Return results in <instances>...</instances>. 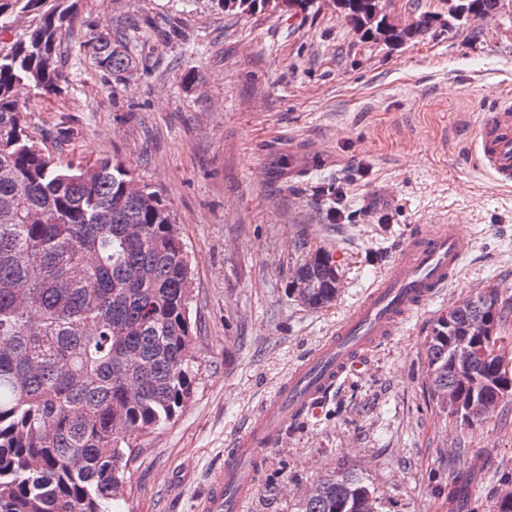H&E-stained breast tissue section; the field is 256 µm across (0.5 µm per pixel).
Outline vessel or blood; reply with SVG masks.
<instances>
[{
	"label": "vessel or blood",
	"mask_w": 512,
	"mask_h": 512,
	"mask_svg": "<svg viewBox=\"0 0 512 512\" xmlns=\"http://www.w3.org/2000/svg\"><path fill=\"white\" fill-rule=\"evenodd\" d=\"M475 162L501 187L512 186V102L499 100L482 116ZM459 224L410 236L388 271L340 322L334 336L311 350L237 437L198 512H242L255 489L261 455L285 422L318 414L323 399L367 352L390 336L413 312L439 297L460 261Z\"/></svg>",
	"instance_id": "b4317fda"
}]
</instances>
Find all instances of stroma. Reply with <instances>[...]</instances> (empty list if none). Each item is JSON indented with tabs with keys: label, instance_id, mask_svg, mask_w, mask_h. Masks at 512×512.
<instances>
[{
	"label": "stroma",
	"instance_id": "obj_1",
	"mask_svg": "<svg viewBox=\"0 0 512 512\" xmlns=\"http://www.w3.org/2000/svg\"><path fill=\"white\" fill-rule=\"evenodd\" d=\"M82 34L133 18L149 65L118 82L72 45L60 96L29 131L61 161L117 158L171 205L194 267L199 365L176 421L142 442L112 512H196L232 439L336 327L409 235L460 224L461 262L423 306L264 453L243 512H294L339 469L383 512H494L512 484V402L456 425L429 397L435 320L484 288L512 300V188L469 162L487 105L512 95V12L477 35L439 22L363 43L329 5L292 15L211 0H82ZM345 197H337V188ZM329 253L342 289L311 310L288 293Z\"/></svg>",
	"mask_w": 512,
	"mask_h": 512
}]
</instances>
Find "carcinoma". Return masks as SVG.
<instances>
[{
	"instance_id": "1",
	"label": "carcinoma",
	"mask_w": 512,
	"mask_h": 512,
	"mask_svg": "<svg viewBox=\"0 0 512 512\" xmlns=\"http://www.w3.org/2000/svg\"><path fill=\"white\" fill-rule=\"evenodd\" d=\"M471 17L500 0H473ZM79 0H0V22L24 20L0 41V512H111L140 441L174 422L195 392L193 269L170 204L118 158L57 160L29 132L30 87L58 95L63 37L77 27ZM137 28L107 27L83 51L118 80L140 61ZM294 275L317 285L312 309L336 300L327 252ZM509 306L481 290L438 317L427 341L432 387L500 406L512 389L497 357L476 343L473 383L458 381L454 343ZM323 492L297 512H354L356 498L381 502L354 470L320 479Z\"/></svg>"
}]
</instances>
